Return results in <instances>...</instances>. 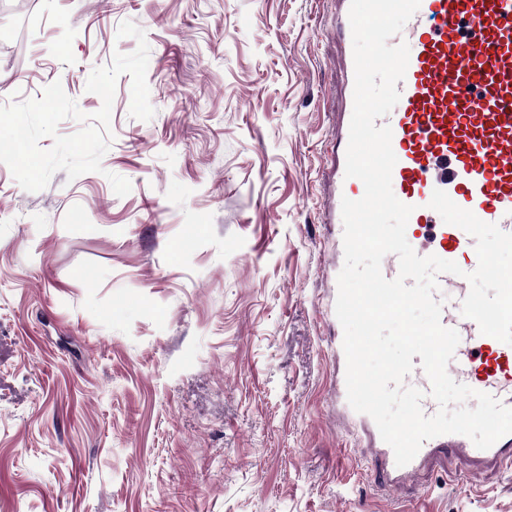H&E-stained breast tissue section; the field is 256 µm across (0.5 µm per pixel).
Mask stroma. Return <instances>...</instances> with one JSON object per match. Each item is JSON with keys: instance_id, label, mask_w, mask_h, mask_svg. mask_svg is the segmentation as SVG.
Masks as SVG:
<instances>
[{"instance_id": "stroma-1", "label": "stroma", "mask_w": 512, "mask_h": 512, "mask_svg": "<svg viewBox=\"0 0 512 512\" xmlns=\"http://www.w3.org/2000/svg\"><path fill=\"white\" fill-rule=\"evenodd\" d=\"M0 16V106L149 46L102 172L0 163V512H512V467L442 451L386 488L330 383L328 0H30ZM131 182L117 196L108 180Z\"/></svg>"}]
</instances>
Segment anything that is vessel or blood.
<instances>
[{
  "instance_id": "1",
  "label": "vessel or blood",
  "mask_w": 512,
  "mask_h": 512,
  "mask_svg": "<svg viewBox=\"0 0 512 512\" xmlns=\"http://www.w3.org/2000/svg\"><path fill=\"white\" fill-rule=\"evenodd\" d=\"M333 3L344 107L336 121L332 183L323 206L328 224L341 223L342 198L357 200L364 194L362 181L345 175L354 90L350 0ZM392 41L409 47L405 77L396 85L399 101L383 119L392 130L397 158L392 190L413 208L406 231L424 239L420 255L439 256L461 269L457 275L440 274L435 294L443 303L442 325L460 337L447 371L456 382L512 407V345L481 334L478 324L461 313L468 294L465 275L478 266L471 238L429 206L440 189L480 220L512 233V0H420L418 11ZM405 383L423 392V413L435 414L438 405L422 366H414ZM445 449L480 464L503 466L512 463V434L486 450L472 447L459 434L424 441L410 463L390 474V481L411 479L423 462Z\"/></svg>"
}]
</instances>
